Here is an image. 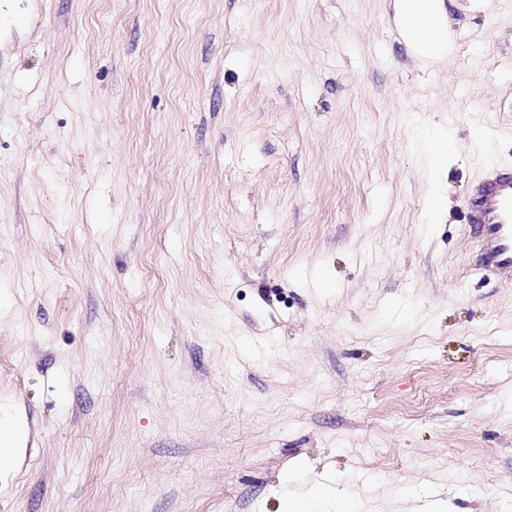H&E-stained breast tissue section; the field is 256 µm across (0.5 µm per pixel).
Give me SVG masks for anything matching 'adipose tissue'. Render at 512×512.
<instances>
[{
	"label": "adipose tissue",
	"mask_w": 512,
	"mask_h": 512,
	"mask_svg": "<svg viewBox=\"0 0 512 512\" xmlns=\"http://www.w3.org/2000/svg\"><path fill=\"white\" fill-rule=\"evenodd\" d=\"M395 12L409 53L430 60H444L452 53L445 0H395Z\"/></svg>",
	"instance_id": "ef3b65f1"
}]
</instances>
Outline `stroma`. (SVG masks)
Here are the masks:
<instances>
[{
    "instance_id": "obj_1",
    "label": "stroma",
    "mask_w": 512,
    "mask_h": 512,
    "mask_svg": "<svg viewBox=\"0 0 512 512\" xmlns=\"http://www.w3.org/2000/svg\"><path fill=\"white\" fill-rule=\"evenodd\" d=\"M468 2L433 64L392 0H0V512H512V282L465 222L512 0ZM23 426L9 405L0 406V473H6L13 464L16 448L21 443ZM326 497V488L314 487L305 494L285 499L281 512H321L320 505Z\"/></svg>"
}]
</instances>
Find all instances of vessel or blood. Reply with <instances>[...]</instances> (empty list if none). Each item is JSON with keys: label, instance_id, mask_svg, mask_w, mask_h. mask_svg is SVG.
Wrapping results in <instances>:
<instances>
[{"label": "vessel or blood", "instance_id": "b4317fda", "mask_svg": "<svg viewBox=\"0 0 512 512\" xmlns=\"http://www.w3.org/2000/svg\"><path fill=\"white\" fill-rule=\"evenodd\" d=\"M466 222L479 237L477 271L512 282V168L486 167L471 187Z\"/></svg>", "mask_w": 512, "mask_h": 512}]
</instances>
